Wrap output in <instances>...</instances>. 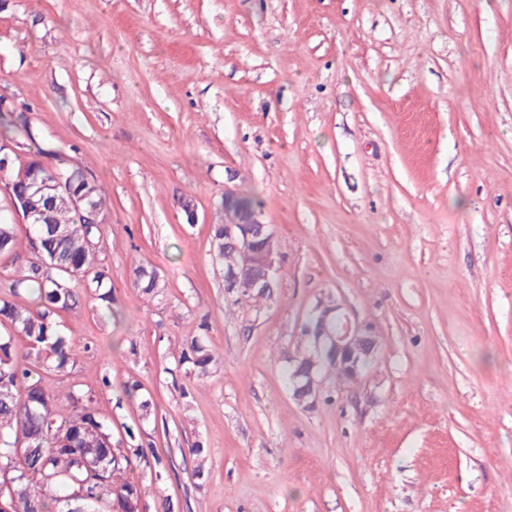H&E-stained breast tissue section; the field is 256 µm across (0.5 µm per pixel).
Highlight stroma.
Masks as SVG:
<instances>
[{
	"mask_svg": "<svg viewBox=\"0 0 512 512\" xmlns=\"http://www.w3.org/2000/svg\"><path fill=\"white\" fill-rule=\"evenodd\" d=\"M0 96L108 198L123 320L85 293L48 380L168 458L141 512H512V0H7ZM228 187L280 243L256 303L211 250ZM320 302L377 352L305 408L283 368ZM197 328L220 366L170 375ZM133 285L148 302L159 301L165 297L167 283L154 267L137 265L133 268Z\"/></svg>",
	"mask_w": 512,
	"mask_h": 512,
	"instance_id": "stroma-1",
	"label": "stroma"
}]
</instances>
